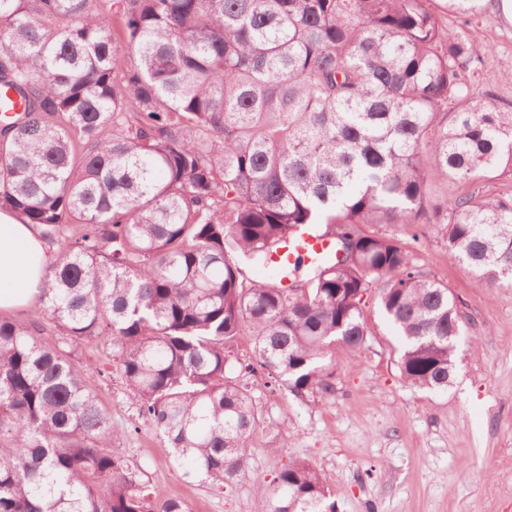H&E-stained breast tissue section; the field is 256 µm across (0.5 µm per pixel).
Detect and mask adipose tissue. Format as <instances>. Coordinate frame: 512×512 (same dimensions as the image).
Segmentation results:
<instances>
[{
  "mask_svg": "<svg viewBox=\"0 0 512 512\" xmlns=\"http://www.w3.org/2000/svg\"><path fill=\"white\" fill-rule=\"evenodd\" d=\"M52 262L32 225L0 211V313L20 310L37 300Z\"/></svg>",
  "mask_w": 512,
  "mask_h": 512,
  "instance_id": "1",
  "label": "adipose tissue"
}]
</instances>
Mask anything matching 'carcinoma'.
Here are the masks:
<instances>
[{"instance_id": "1", "label": "carcinoma", "mask_w": 512, "mask_h": 512, "mask_svg": "<svg viewBox=\"0 0 512 512\" xmlns=\"http://www.w3.org/2000/svg\"><path fill=\"white\" fill-rule=\"evenodd\" d=\"M0 0V210L55 251L38 317L0 316V512H189L144 493L78 353L99 342L183 475H251L268 512H335L292 464L270 488L246 441L262 423L228 345L304 398L330 348L360 349L375 284L405 382L448 389L466 313L396 241L439 228L480 284L512 288V101L478 88L482 0ZM467 185L440 194L438 181ZM350 245L281 286L302 227ZM269 270L246 276L242 262ZM234 364H236L238 371L241 369V364H248L252 361L254 356V339L247 331H243L234 342L233 354Z\"/></svg>"}]
</instances>
